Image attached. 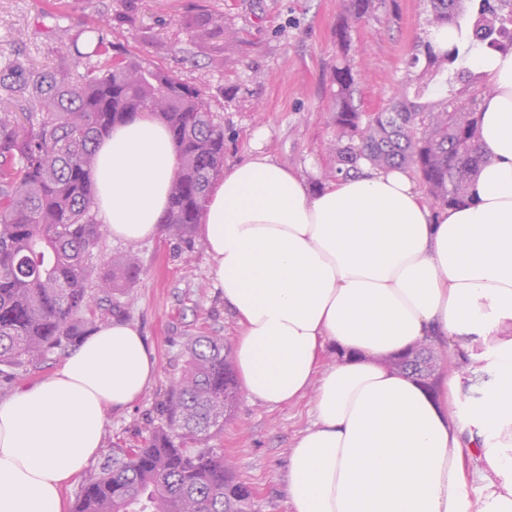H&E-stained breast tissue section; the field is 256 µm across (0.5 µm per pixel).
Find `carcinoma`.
Listing matches in <instances>:
<instances>
[{"label": "carcinoma", "instance_id": "1", "mask_svg": "<svg viewBox=\"0 0 512 512\" xmlns=\"http://www.w3.org/2000/svg\"><path fill=\"white\" fill-rule=\"evenodd\" d=\"M426 38L411 58L400 92L380 112L361 110L360 72L342 60L333 122L336 165L319 181L374 168H413L441 207L463 202L470 180L493 158L479 147V113L449 108L430 98L443 72L462 92L487 94L482 74L462 65L456 40L432 44L433 31L459 32L470 12V40L490 53L512 52V0H428ZM374 0H345L338 29L341 51L349 29L373 9ZM104 58L83 71L0 68V366L39 369L73 347L86 329L112 314V292L135 280L140 259L133 250L112 259V273L91 281V261L105 225L96 220L92 166L96 145L112 127L139 112L164 122L179 153L163 225L191 242L215 178L224 167V127L202 89L151 67L122 49L99 43ZM430 359L392 358L393 370L415 381ZM240 391L234 358L222 336H197L187 344L179 380L161 404L159 421L142 445L116 448L89 470L74 512H252L253 493L224 449L197 448L224 430Z\"/></svg>", "mask_w": 512, "mask_h": 512}]
</instances>
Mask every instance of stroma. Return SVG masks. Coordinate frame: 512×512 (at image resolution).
Masks as SVG:
<instances>
[{
    "label": "stroma",
    "mask_w": 512,
    "mask_h": 512,
    "mask_svg": "<svg viewBox=\"0 0 512 512\" xmlns=\"http://www.w3.org/2000/svg\"><path fill=\"white\" fill-rule=\"evenodd\" d=\"M342 11V0H0V48L23 68L52 69L63 64L61 45L95 35L205 90L224 126L225 164L247 156L262 129L265 151L305 175L335 162L331 73L343 55L336 37ZM199 13L221 16L222 33L196 39L184 21ZM426 16L425 0H378L351 29L345 55L363 75V111H379L398 93L426 36ZM131 248L142 268L134 299L116 293L112 302L145 337L158 373L137 403L109 412L99 464L114 445H140L181 373L191 337L212 333L231 346L241 333L211 284L200 236L187 247L163 229L131 246L107 233L95 262ZM313 421L312 397L280 407L243 397L212 439L233 459L238 479L254 488V512H287L288 450Z\"/></svg>",
    "instance_id": "stroma-1"
}]
</instances>
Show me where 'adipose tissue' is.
I'll return each mask as SVG.
<instances>
[{"label": "adipose tissue", "mask_w": 512, "mask_h": 512, "mask_svg": "<svg viewBox=\"0 0 512 512\" xmlns=\"http://www.w3.org/2000/svg\"><path fill=\"white\" fill-rule=\"evenodd\" d=\"M473 64L492 88L480 144L493 161L463 205L434 207L402 169L315 184L258 144L210 190L199 233L241 327L242 388L273 407L315 393L316 420L288 451L289 512H512V52ZM177 163L147 113L101 141L94 211L113 239L157 236ZM440 341L467 366L435 391L384 363ZM487 372L458 424L450 404ZM156 374L138 329L115 319L0 402V512H62L108 409Z\"/></svg>", "instance_id": "1"}]
</instances>
